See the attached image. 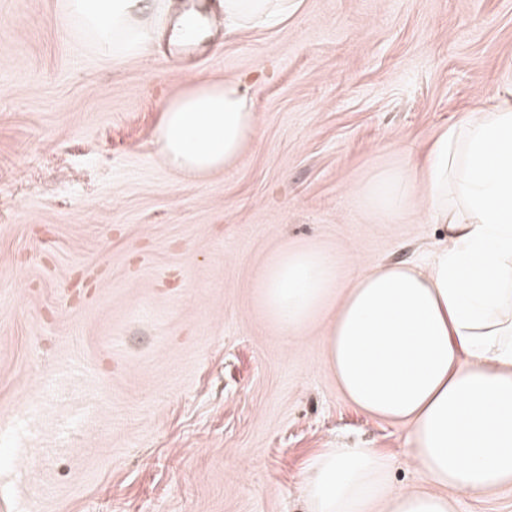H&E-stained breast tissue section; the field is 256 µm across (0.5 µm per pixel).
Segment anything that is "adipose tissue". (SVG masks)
I'll use <instances>...</instances> for the list:
<instances>
[{"label": "adipose tissue", "mask_w": 512, "mask_h": 512, "mask_svg": "<svg viewBox=\"0 0 512 512\" xmlns=\"http://www.w3.org/2000/svg\"><path fill=\"white\" fill-rule=\"evenodd\" d=\"M154 0H67L94 46L115 59L156 39ZM296 0H224V21L259 28L287 20ZM258 133L248 87L195 80L164 107L156 141L167 164L206 176ZM367 209L384 223L411 201L446 230L425 267L396 261L346 275L345 261L287 243L257 284L279 332L324 325V362L362 412L409 424L408 461L425 489L395 487L390 456L326 448L303 477L307 512H453L451 493L512 487V85L442 128L411 169L376 177Z\"/></svg>", "instance_id": "1"}]
</instances>
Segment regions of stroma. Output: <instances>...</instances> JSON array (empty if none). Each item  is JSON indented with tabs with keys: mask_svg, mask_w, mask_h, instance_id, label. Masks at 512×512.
Instances as JSON below:
<instances>
[{
	"mask_svg": "<svg viewBox=\"0 0 512 512\" xmlns=\"http://www.w3.org/2000/svg\"><path fill=\"white\" fill-rule=\"evenodd\" d=\"M62 3L0 0V512H305L334 447L422 487L409 427L351 405L320 326L283 336L253 284L287 241L427 262L441 225L369 221L364 193L512 82V0H297L181 70L158 45L102 57ZM225 78L256 138L208 177L171 169L162 108Z\"/></svg>",
	"mask_w": 512,
	"mask_h": 512,
	"instance_id": "35a3bbf8",
	"label": "stroma"
}]
</instances>
